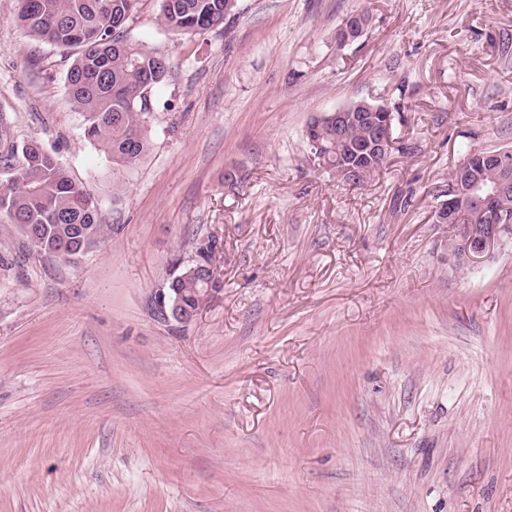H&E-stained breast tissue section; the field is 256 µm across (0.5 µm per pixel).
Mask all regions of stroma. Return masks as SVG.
I'll list each match as a JSON object with an SVG mask.
<instances>
[{"instance_id":"stroma-1","label":"stroma","mask_w":512,"mask_h":512,"mask_svg":"<svg viewBox=\"0 0 512 512\" xmlns=\"http://www.w3.org/2000/svg\"><path fill=\"white\" fill-rule=\"evenodd\" d=\"M238 5L174 34L140 0L169 69L121 167L0 0V188L38 140L110 226L63 262L0 216V512H512V239L459 269L434 221L466 151L512 148V0ZM357 100L397 149L353 186L305 131ZM207 236L171 332L147 299ZM368 21L367 15L359 12L345 18L336 33L337 43L346 45L357 40L364 33ZM208 245L213 250L209 253ZM218 249V243L212 238H202L195 242L193 255L189 259L188 264H194L193 269L206 270L209 280L208 288L206 284L196 278L194 275H187L184 279L179 280L177 286L172 287L171 283L166 287L167 282L180 277V271L184 265V261L176 260L170 269L166 282L160 287L156 288L149 298V310L153 318L169 327L170 330H181L191 324L198 315L202 305L207 298L215 292L217 287V279L213 267V255ZM180 288H197L199 291L202 290L201 294L194 295L195 303L193 309L188 307L182 308L183 303L181 301V294L176 291ZM172 293L176 294V297Z\"/></svg>"}]
</instances>
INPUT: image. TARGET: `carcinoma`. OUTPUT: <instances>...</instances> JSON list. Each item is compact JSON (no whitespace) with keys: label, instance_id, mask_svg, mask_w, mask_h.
I'll use <instances>...</instances> for the list:
<instances>
[{"label":"carcinoma","instance_id":"obj_1","mask_svg":"<svg viewBox=\"0 0 512 512\" xmlns=\"http://www.w3.org/2000/svg\"><path fill=\"white\" fill-rule=\"evenodd\" d=\"M228 0H161V22L170 31L188 34L230 21L236 6ZM139 0H18L17 21L40 41L62 48L72 57L67 88L73 104L84 114L85 135L118 166H131L148 151L144 132L150 108L144 92L154 93L165 78L157 70V52L123 32ZM331 170L340 173L351 161L347 146L336 145L335 129L325 124L313 136ZM23 150L26 165L0 189V213L19 232L23 226L37 234L35 246L62 261L70 256L57 244L63 224L78 227L95 239L108 229L98 201L77 184L68 171L32 139Z\"/></svg>","mask_w":512,"mask_h":512}]
</instances>
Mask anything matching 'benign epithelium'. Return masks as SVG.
<instances>
[{"label": "benign epithelium", "instance_id": "benign-epithelium-1", "mask_svg": "<svg viewBox=\"0 0 512 512\" xmlns=\"http://www.w3.org/2000/svg\"><path fill=\"white\" fill-rule=\"evenodd\" d=\"M369 18L364 13H354L344 19L336 33L337 43L349 44L365 31ZM393 114L386 115V122L381 124L373 110L366 104H359L354 111L345 106L331 112H323L311 119L309 125L321 123L325 119L336 125V134L343 133L345 128L359 122L367 128V138L352 148L359 162L349 170V174L357 178L365 169L373 166L390 151L393 146L391 120ZM503 174L492 183H485L476 178L472 170L460 171L459 188L448 191V199L437 209L438 223L448 225L450 237L463 243L464 249L459 254L448 255V261L456 266H464L487 252L491 246L505 236L512 237V176L509 175L508 163L500 162ZM471 206L487 212L498 219L491 224H458L454 222L456 211ZM217 250L218 243L212 238H202L195 242L193 255L189 263L193 269L207 272L208 287L194 296L193 308L183 306L181 298L173 296L174 288L160 287L155 289L149 298V310L153 318L171 330H181L191 324L198 315L207 298L216 291L217 279L213 267V254L209 250Z\"/></svg>", "mask_w": 512, "mask_h": 512}]
</instances>
